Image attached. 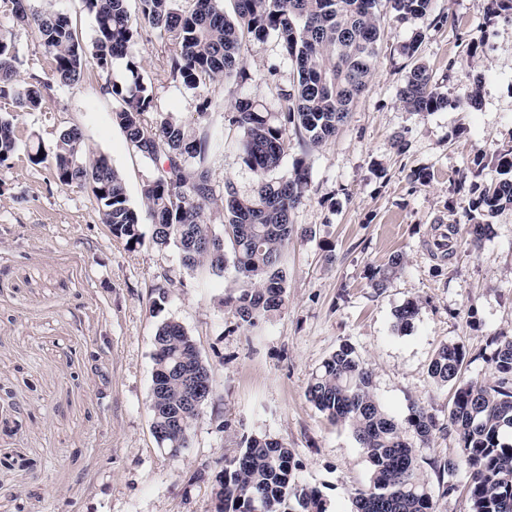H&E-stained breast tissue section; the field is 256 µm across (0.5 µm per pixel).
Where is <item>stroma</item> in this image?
Segmentation results:
<instances>
[{
	"label": "stroma",
	"instance_id": "35a3bbf8",
	"mask_svg": "<svg viewBox=\"0 0 512 512\" xmlns=\"http://www.w3.org/2000/svg\"><path fill=\"white\" fill-rule=\"evenodd\" d=\"M0 30L10 32L25 82L46 88L40 107L14 110L18 149L0 165V512H216L217 479L244 437L267 434L293 451L296 480L317 488L333 512H354L356 488L373 467L349 426L334 423L307 396L322 362L351 346L373 374V392L396 419L422 406L435 420L432 441L417 445L435 512H470L466 470L444 494L432 463L457 456L448 423L451 388L428 368L442 344L462 346L465 379L493 383L490 340L512 336V207L490 220L479 249L459 240L449 260L433 258L436 225H465V177L483 157L512 146V15L490 16L480 0H434L429 17L386 26L379 63L336 136L302 150L285 145L282 171L305 158L306 199L292 214L282 311L244 326L223 305L235 273L183 268L175 246L159 247L142 225L135 248L112 236L89 189L56 182L48 164L28 158L30 142L52 145L79 126L86 150L123 176L132 206L154 172L113 122L107 79L87 69L78 85L54 83L52 59L37 34L0 0ZM416 60L400 47L415 31ZM166 36L143 28L134 48L154 111L207 137L216 187L251 194L255 175L230 121L236 99L280 109L278 93L297 77L276 36L242 50L244 80L199 91L169 74ZM424 64L449 99L437 112L406 111L398 97L413 62ZM481 79V103L466 93ZM401 147H394V140ZM425 174L417 181L415 173ZM402 266L385 288L373 271L393 254ZM414 302L410 326L396 309ZM181 323L211 369L213 398L195 422L191 446L170 457L148 410L153 340L164 321Z\"/></svg>",
	"mask_w": 512,
	"mask_h": 512
}]
</instances>
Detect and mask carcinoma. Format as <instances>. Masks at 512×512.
Masks as SVG:
<instances>
[{
    "label": "carcinoma",
    "mask_w": 512,
    "mask_h": 512,
    "mask_svg": "<svg viewBox=\"0 0 512 512\" xmlns=\"http://www.w3.org/2000/svg\"><path fill=\"white\" fill-rule=\"evenodd\" d=\"M142 23L131 20L128 0H83L94 19V37L84 42L69 16L52 3L40 10L26 3L13 12L17 23L39 36L53 59V78L77 85L88 63L110 74L126 60V79L108 81L116 102L112 117L128 141L155 166V175L141 189L142 207L131 206L121 174L102 155L86 152L81 130H63L50 147L37 144L29 158L50 163L59 184L87 187L98 204L102 223L125 243H142L140 226H152L159 246L174 244L183 267L224 275L227 264L236 273V288L225 298L240 323L253 326L279 312L286 297L283 255L297 235L291 213L305 198L310 167L294 161L287 175L281 167L288 132L304 145L317 147L336 136L354 101L365 91L378 65L385 20L402 23L431 14L433 0H233L234 16L224 0H138ZM148 26L172 44L169 75L189 89H206L231 77L245 78L241 49L250 38L276 35L294 62L297 79L280 93L281 112H258L245 100L235 102L231 123L243 132L245 164L255 173L248 196L224 182V222L215 235L206 209L216 203L213 172L207 164L209 141L189 132L180 121L161 114L150 117L152 96L133 48ZM19 51L9 33L0 31V100L22 110L38 108L46 85L21 83ZM399 99L410 112H437L448 97L437 91L426 66L411 67ZM18 148L13 116L0 114V164ZM500 178L483 181L486 164L478 157L471 169L472 189L479 191L466 211V233L478 246L489 225L474 221L472 212L489 218L512 206V147L494 160ZM401 265L400 255L373 272L372 285L383 288ZM417 311L407 302L396 310L397 326L407 328ZM489 362L492 384L462 380L464 352L444 344L428 373L439 387H455L448 421L462 446L455 458L434 463L438 481L464 468L469 474L471 512H512V336H495ZM149 413L151 425L171 427L162 447H190L194 413L184 399L195 383L211 382L210 368L195 352L186 329L166 321L154 336ZM372 372L342 347L325 359L312 376L307 396L332 422L348 425L373 465L369 484L356 489L355 512H434L428 483L419 471L414 435L431 440L435 421L419 406L398 421L372 392ZM239 454L224 461L218 480V512H330L321 492L299 484L292 451L265 434L244 440Z\"/></svg>",
    "instance_id": "carcinoma-1"
}]
</instances>
